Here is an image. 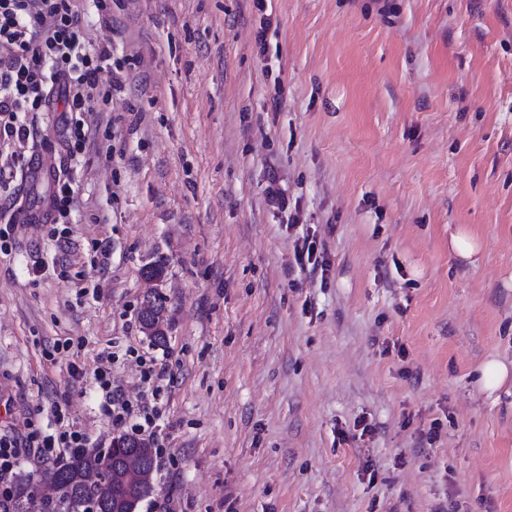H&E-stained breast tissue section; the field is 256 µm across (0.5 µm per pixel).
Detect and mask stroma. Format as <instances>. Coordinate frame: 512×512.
Listing matches in <instances>:
<instances>
[{
	"instance_id": "1",
	"label": "stroma",
	"mask_w": 512,
	"mask_h": 512,
	"mask_svg": "<svg viewBox=\"0 0 512 512\" xmlns=\"http://www.w3.org/2000/svg\"><path fill=\"white\" fill-rule=\"evenodd\" d=\"M266 9L87 8L126 80L83 117L67 223L0 226V435L59 407L109 444L94 372L136 400L146 359L166 469L139 512H512V380L480 383L512 364V0ZM451 246L459 256L466 259H471L479 251V244L466 229H459L455 234H452ZM151 309L153 311V319H152V329H150V334L145 331V327L147 324L145 322L144 317L140 316V324L143 329V332L147 334V336L155 343H160L164 341L165 333L163 330L164 326V313L165 307L163 305L162 300L157 295L150 296ZM509 375L508 365L493 359L482 366L480 382L485 390L493 392L508 380Z\"/></svg>"
}]
</instances>
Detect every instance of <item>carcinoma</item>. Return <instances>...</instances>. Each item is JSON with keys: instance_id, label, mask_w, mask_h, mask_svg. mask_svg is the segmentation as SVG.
<instances>
[{"instance_id": "1", "label": "carcinoma", "mask_w": 512, "mask_h": 512, "mask_svg": "<svg viewBox=\"0 0 512 512\" xmlns=\"http://www.w3.org/2000/svg\"><path fill=\"white\" fill-rule=\"evenodd\" d=\"M151 309L153 311L152 329L148 337L155 343L164 340L165 333L164 313L165 307L157 295L150 296ZM138 451L142 459V468L135 473L140 478L141 490L129 495L115 496V490L124 484L133 481L125 468V459L131 452V448L119 445L112 449V462L103 472L101 482L88 486L80 480V473L84 470L99 466V459L90 450L82 451L73 456L70 462L49 469L44 472L41 479L64 486L68 491L70 512H79L80 505L87 498H95L104 506V512H130L134 505L141 503L152 491L150 475L154 468V456L151 448L145 442H138ZM33 475L20 474L16 477L10 492L0 497V512H20L22 499L26 496L27 489Z\"/></svg>"}]
</instances>
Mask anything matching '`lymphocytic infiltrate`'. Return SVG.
Here are the masks:
<instances>
[{
  "label": "lymphocytic infiltrate",
  "instance_id": "lymphocytic-infiltrate-1",
  "mask_svg": "<svg viewBox=\"0 0 512 512\" xmlns=\"http://www.w3.org/2000/svg\"><path fill=\"white\" fill-rule=\"evenodd\" d=\"M105 70L112 75L106 84L100 80ZM122 79L112 66L111 46L87 39L77 0H0V149L11 150L9 159L0 164V191L9 192L18 172L27 171L32 162L17 151L36 136L28 114L62 111L71 164L55 170L51 213L57 220L68 218L75 202L71 165L78 162L88 141L79 115L107 111L112 90ZM95 381L102 393V415L132 434L155 439V409L144 402L132 403L113 386L106 370H98ZM28 445L62 463L77 449L88 447L89 440L84 432L68 427L29 436Z\"/></svg>",
  "mask_w": 512,
  "mask_h": 512
}]
</instances>
